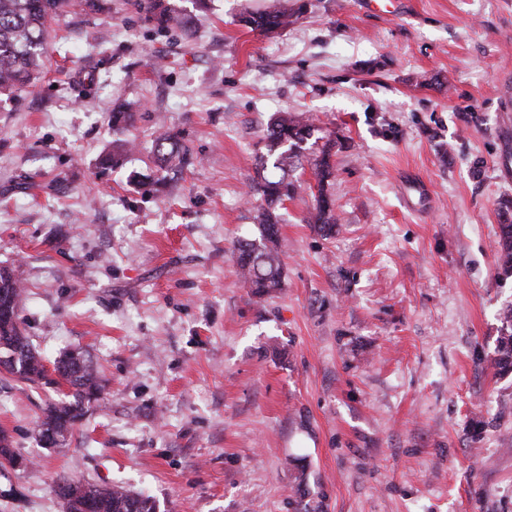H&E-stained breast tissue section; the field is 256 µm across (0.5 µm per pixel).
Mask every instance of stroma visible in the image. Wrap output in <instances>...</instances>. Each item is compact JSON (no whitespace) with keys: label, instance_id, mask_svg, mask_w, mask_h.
I'll return each instance as SVG.
<instances>
[{"label":"stroma","instance_id":"1","mask_svg":"<svg viewBox=\"0 0 512 512\" xmlns=\"http://www.w3.org/2000/svg\"><path fill=\"white\" fill-rule=\"evenodd\" d=\"M138 0L52 24L46 70L0 102V267L47 358L77 350L101 399L66 447L33 434L54 385L0 373V512H63L60 479L160 512H512V370L495 367L512 199V0ZM303 5L266 37L246 11ZM140 105L127 165L112 112ZM335 138L337 224L282 211V290L257 299L236 240L273 113ZM195 162L155 189L154 123ZM140 180H132V173ZM144 2V9L148 14V19L155 22L159 28H178L186 32V34L190 32V18L165 5L163 3L164 0H146ZM130 104L120 105L115 112L112 113V131L117 138L112 140V149L103 157L102 165L104 168H122L127 160L130 150V141L127 138L118 136L123 134L127 127L131 126L135 112H132ZM512 200L505 199L500 203V216L502 218L499 225L500 251L498 254V264L506 272H512Z\"/></svg>","mask_w":512,"mask_h":512}]
</instances>
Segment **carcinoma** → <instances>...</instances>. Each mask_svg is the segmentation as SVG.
<instances>
[{"label": "carcinoma", "instance_id": "1", "mask_svg": "<svg viewBox=\"0 0 512 512\" xmlns=\"http://www.w3.org/2000/svg\"><path fill=\"white\" fill-rule=\"evenodd\" d=\"M70 0H0V97H19L35 85L44 73L50 46V27ZM148 19L161 29L178 28L190 32V18L164 4V0H145ZM302 8L273 9L248 12L240 23L261 35L278 34L294 24ZM134 112L131 105H121L112 113V149L103 157L102 165L117 169L125 165L130 141L120 137L131 126ZM314 128L301 114L284 111L270 118L264 136L266 153L257 161L258 175L249 184L253 197L252 220L258 235L238 240L233 257L240 277L252 294L263 298L283 288V266L280 258V210L296 191L293 171L302 165L308 141ZM336 141L327 140L319 153L313 154L311 165L317 180L315 206L307 222L328 235L336 227L335 200L330 192L333 165L332 151ZM188 149L179 133L160 127L153 143L152 158L159 169H168L185 159ZM500 251L498 264L512 272V200L500 203ZM24 290L14 271L0 268V346L15 345L20 354L18 368L6 372L18 380L37 384L45 379L46 366L42 355L30 344L20 317ZM504 336L500 340L497 364L512 367V306L502 312ZM55 371L67 385L65 399L47 404L44 417L35 428L37 439L50 430L64 433L88 412L89 404L102 394L100 376L87 360L77 363L66 354L56 360ZM64 512H157L156 502L122 486L111 488L91 482L65 479L56 485Z\"/></svg>", "mask_w": 512, "mask_h": 512}]
</instances>
